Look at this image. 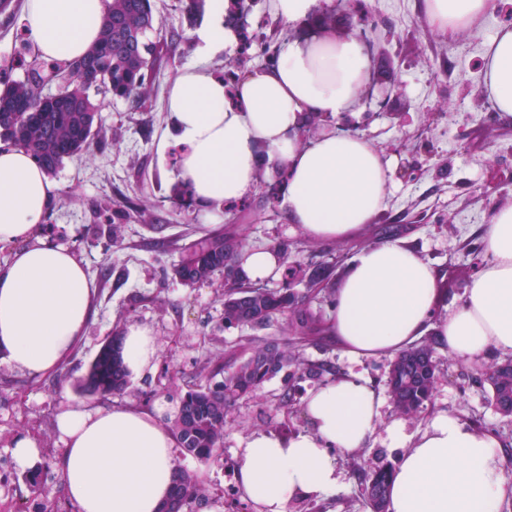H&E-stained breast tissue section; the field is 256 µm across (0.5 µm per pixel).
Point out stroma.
<instances>
[{
    "label": "stroma",
    "mask_w": 512,
    "mask_h": 512,
    "mask_svg": "<svg viewBox=\"0 0 512 512\" xmlns=\"http://www.w3.org/2000/svg\"><path fill=\"white\" fill-rule=\"evenodd\" d=\"M366 29L375 53V80L390 92L385 112L370 113L366 103L332 122L340 132H363L373 148L396 164L416 160L409 179L394 178L386 208L357 237L335 243L336 252L353 257L360 249L381 243L380 227L400 224L403 239L419 256L439 269L448 284L436 310L444 316L461 302L464 289L488 255L485 235L492 212L512 203V117L500 114L482 83L483 43L499 24L512 22V0L481 26L441 35L426 21L421 0H366ZM242 23L257 43L282 51L298 36L302 23L288 24L270 11V0H252ZM191 37L164 48L152 96L135 106L115 100L103 110L108 148L91 147L82 157L65 160L55 174L58 190L43 224L45 241L75 252L96 285L94 311L87 334L63 365L40 376L0 363V512H34L35 498L28 478L37 476L50 489L61 512H77L67 496L60 471L64 445L56 417L65 408L84 403L109 408L133 404L159 409L173 417L175 399L195 384L205 383L229 348L250 352L262 340L288 341L285 318L268 329L225 328L220 288L211 284L187 286L172 273L185 245L215 231V224L200 218L195 208L173 195L177 146L158 155L157 141L171 124L165 110L168 88L179 69L204 63L216 75L229 64L240 70L264 67L258 48L241 51L238 44L201 59ZM273 182L260 179L256 191L234 209L225 211V224L243 233L247 247L291 242L288 259L302 264L321 260L323 242L309 238L287 223L280 205L263 203ZM147 203L143 217L121 226L113 240L112 226L99 213L101 203L125 210L136 200ZM135 323L154 336L158 357L152 370L131 377L123 394L100 397L81 392L79 384L108 336ZM303 359L330 362L341 375L355 373L385 390L388 359H353L333 339L299 346ZM438 377L433 395L417 416L405 419L408 434L422 432L438 411L456 415L475 428L496 434L505 446V477L512 483V416L498 413L488 389L478 379L497 353L464 363L447 348H437ZM283 377L266 382L258 395L238 400L224 428L223 452L201 463L178 454L180 469L203 481L208 492L194 512L217 506L221 512H257L244 499L236 477L237 453L256 432L282 435L307 427L302 400L284 404L279 397ZM392 404L381 410V427L357 454H337L340 481L318 499L319 512H370L359 468L395 465L400 452L385 444V424L395 420ZM28 436L38 445L35 462L19 465L12 442Z\"/></svg>",
    "instance_id": "1"
}]
</instances>
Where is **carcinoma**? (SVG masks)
<instances>
[{
    "label": "carcinoma",
    "mask_w": 512,
    "mask_h": 512,
    "mask_svg": "<svg viewBox=\"0 0 512 512\" xmlns=\"http://www.w3.org/2000/svg\"><path fill=\"white\" fill-rule=\"evenodd\" d=\"M163 30L154 16L153 0H111L101 20L98 42L86 55L72 62L42 60L26 64L25 48L0 62V140L19 145L31 153L48 173H55L65 160L86 153L92 141H104V100L143 99L153 86L159 62ZM21 68L24 77L15 79ZM243 242L235 227L208 234L184 247L173 274L186 285H195L224 275V280L241 281L237 262ZM335 266L310 263L302 269L286 266L278 289H224V327L263 329L277 315H285L293 335L300 339H323L330 332L323 307L335 303ZM302 273L307 282L323 288L314 301H305L291 281ZM318 304L313 308L312 304ZM120 337L104 342L82 383L92 395H116L128 387L129 374L120 356ZM435 336L403 353L389 364L386 385L396 411L415 416L431 398L436 380ZM284 374L283 400L297 392L296 384L320 381L329 374L323 362L305 363L298 353L275 339L263 341L250 353L231 351L214 368L213 377L195 384L179 397L171 429L186 454L209 462L222 452L224 427L232 401L257 393L263 385ZM221 376L216 381L214 377ZM491 403L505 415L512 414V360L490 364L484 375ZM391 467L374 466L362 471V484L371 512H387ZM32 492L40 499L38 512H56L44 485L35 483ZM206 494L195 477L180 473L161 512H192V504Z\"/></svg>",
    "instance_id": "carcinoma-1"
}]
</instances>
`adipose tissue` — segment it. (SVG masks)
Listing matches in <instances>:
<instances>
[{"label":"adipose tissue","instance_id":"1","mask_svg":"<svg viewBox=\"0 0 512 512\" xmlns=\"http://www.w3.org/2000/svg\"><path fill=\"white\" fill-rule=\"evenodd\" d=\"M110 0H24L25 31L40 56L67 62L99 37ZM495 0H424L430 26L447 34L482 22ZM484 85L496 108L512 116V25L485 42ZM372 59L356 36L296 38L275 66L245 71L235 94L195 64L180 69L166 97L173 135L185 148L178 178L206 221H222L224 204L252 194L260 177L282 176L288 223L326 242L351 238L383 209L392 162L358 133L324 132L300 139L309 117L352 112L368 84ZM56 183L23 147L0 143V362L29 375L53 372L82 340L93 311L94 284L72 251L40 240ZM489 259L465 288L460 305L435 312L441 276L405 240L394 238L354 255L335 290L334 338L351 357L396 358L434 332L458 360L488 349L512 354V205L487 228ZM129 373L151 368L158 349L149 329L121 334ZM309 426L283 436L257 433L238 456L237 479L258 512H288L294 499H318L338 482L335 452L363 448L380 417L381 396L358 377L308 391ZM64 488L79 512H160L177 469V441L159 416L131 407L61 411ZM400 455L389 484V512H499L512 495L499 441L441 412L410 438L402 421L386 427Z\"/></svg>","mask_w":512,"mask_h":512}]
</instances>
